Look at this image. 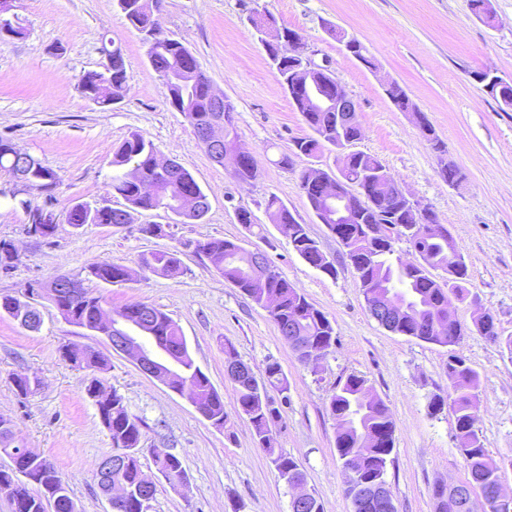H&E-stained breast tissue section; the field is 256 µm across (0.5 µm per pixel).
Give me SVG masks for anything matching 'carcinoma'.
<instances>
[{
  "mask_svg": "<svg viewBox=\"0 0 512 512\" xmlns=\"http://www.w3.org/2000/svg\"><path fill=\"white\" fill-rule=\"evenodd\" d=\"M118 6L127 21L149 45L147 55L152 68L157 73L169 72L184 80L183 85H166V101L174 105V98L182 99V112L194 123V118L209 115V90L212 82L199 64H191L194 55L181 41L170 37L163 31L159 20L154 17L153 5L158 0H117ZM112 69L109 78L97 73H88V79L95 93L96 104L105 107L121 99L126 89L127 71L122 49L118 46L107 51ZM313 135L294 141L296 153L314 157L324 145L336 144L337 113L330 110L308 111L297 107ZM224 145L230 149H243L239 133L234 122V113H229L228 125L224 127ZM160 151L138 132L130 133L117 147L112 160V176L109 188L125 201L122 208L100 211L97 215L100 224H129L132 214L138 210L153 209L167 198H175L188 191L205 195L192 174L180 166L169 176H164V165L158 159ZM132 165L128 171L124 166ZM339 172L356 181L378 180L389 172L375 156L357 151L339 159ZM256 176V161L252 154L243 156L235 168L233 177L240 182H248ZM336 180V175L322 172L314 178L300 177V189L306 196L311 208H320L318 193L323 182ZM266 210L279 232L288 239L293 250L310 266L329 275H336V265L330 263L320 248L319 242L310 235L307 225L298 223L288 211L287 206L272 194L266 201ZM341 228L344 254L354 267L363 295L376 292L396 278L408 289L411 302L408 310L398 317L400 326H412L416 320L424 322L438 316L447 321V332L458 343L465 335V329L457 318L456 312L448 311V294L462 295L463 283L467 281V265L458 251L447 227L428 235L407 219L405 204L394 197L377 200L376 205L368 203L359 207L352 224L327 225L329 231ZM406 241L411 248V259H402L396 253L395 243ZM225 280L233 283L253 303L261 305L264 293L277 296L275 310L269 312L285 341L291 342L293 349L302 344L332 347L336 342L334 327L327 315L310 303L278 269H273L271 277L265 283L253 281L243 274L240 264L232 257L240 252L242 246L235 240L212 238L197 244ZM139 263L153 273L175 276L183 273L181 252L177 249L143 254ZM441 268L448 273L445 281L436 280L427 268ZM88 275L108 284H119L129 280L127 267L114 263H94L88 267ZM58 291L57 280L53 279L40 288L47 300L70 324L87 329L98 328L104 313L105 300L84 292L77 301L61 302L54 298ZM150 310L149 335L156 344L165 347L169 344L186 342L179 325L166 313L145 304H130L116 312V315L137 323L142 319L143 310ZM0 311L7 313L22 326L40 318V313L31 309V304L18 298L5 296L0 299ZM479 334L497 343L512 355V336L499 335L495 319L489 313H482L474 320ZM69 361L92 370L105 366V359L97 352L88 349H75ZM179 364L185 378L178 387L192 398L203 402L211 417L217 421L227 420L224 411V399L213 387L210 379L195 366L190 353L180 359ZM448 378L453 381V390L449 394L451 408L456 419V438L459 450L467 464L468 478L462 485L478 488L485 499L483 512H512V502L505 503L498 497V483L501 466L491 458L484 448L478 430L474 426L471 410L475 394L470 388L476 382L477 375L463 358L453 355L448 359ZM240 411L250 421L260 447L271 456L279 476L288 479H303L304 472L298 463L282 452H275L271 428L282 420L279 403H288V381L278 363L266 367V376L262 380L249 377L236 382ZM274 388L282 395L276 402L268 395V388ZM371 390L367 379L362 375L351 374L344 382L336 385L330 396L329 409L338 422L336 449L343 458L356 448L358 436L356 430L346 426V418L359 415L361 425L369 430L380 431V447L368 449L365 456L359 457L357 476L348 492L356 485H367V494L372 498H382L391 493L384 487V473L388 457L393 450L394 423L385 403L378 396L363 400L362 395ZM87 395L97 407L102 424L109 430L112 446L115 450L135 451L141 448L143 438L141 421L129 414L124 397L116 390L106 386L94 377L86 386ZM0 453L11 460L27 461L29 484L37 491L26 489L27 507L25 512H46V503L56 506V512H77L70 495L67 482L57 468L45 457L34 455L30 449L20 445L14 439V422L0 414ZM154 464L165 471L169 481L181 478L185 474L182 462L176 455L160 448L153 451ZM141 466L139 456L129 457L123 466L112 467V484L136 485Z\"/></svg>",
  "mask_w": 512,
  "mask_h": 512,
  "instance_id": "cac0c4a2",
  "label": "carcinoma"
}]
</instances>
